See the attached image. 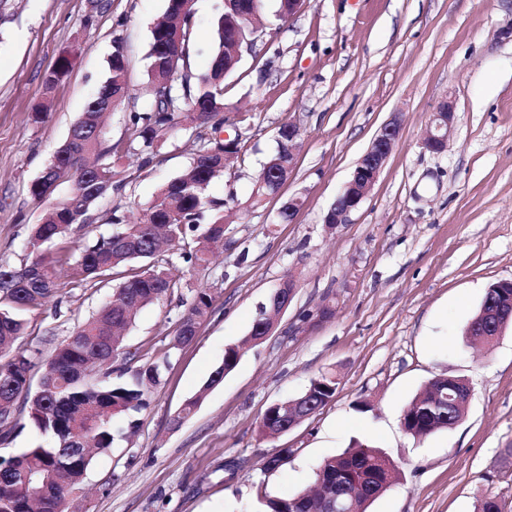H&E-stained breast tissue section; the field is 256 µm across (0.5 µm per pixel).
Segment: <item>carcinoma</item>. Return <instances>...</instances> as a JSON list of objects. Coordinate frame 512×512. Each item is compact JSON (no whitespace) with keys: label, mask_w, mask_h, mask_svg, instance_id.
<instances>
[{"label":"carcinoma","mask_w":512,"mask_h":512,"mask_svg":"<svg viewBox=\"0 0 512 512\" xmlns=\"http://www.w3.org/2000/svg\"><path fill=\"white\" fill-rule=\"evenodd\" d=\"M215 39L209 69L198 76L188 70L195 42L193 4L167 0L162 19L153 27L149 58V99L130 113L127 142L113 144L103 135L105 105L126 95L127 63L122 39L113 40L109 76L88 101L68 138L48 164L49 174L30 185L39 201L53 198L70 183L69 194L51 203L34 226L20 265L0 263V445L14 437L18 405L29 406V417L40 440L8 457L0 456V512H62L78 489L94 455L128 440L140 426L148 396L161 384L171 358L193 340L197 325L212 306L211 292L198 291L178 323L160 361L141 362L139 352L124 343V332L137 313L179 288L174 263L161 257L165 243L177 246L188 268L209 262L213 248L225 242L226 202L208 194L211 182L224 174V140L200 138L190 165L163 185L143 218L82 245H60L73 226L93 225L91 212L106 195L123 188L112 156L135 149L152 151L163 136L180 126L224 123V80L239 63L232 50L235 38H250V26L230 14L214 19ZM72 53L59 55L43 85L52 90L69 71ZM74 261L73 278L97 286L119 281L112 299L97 313L74 325L48 358L39 350L21 349L17 340L28 332L24 313L44 305L60 292L56 267ZM44 374L37 389L26 384L34 370ZM133 372L130 383L113 381L114 372ZM336 392V378L323 373L296 397L298 411L319 410ZM433 397L420 392L403 411L402 424L414 437L448 429L463 415L455 401L435 409ZM288 402L272 404L260 420L262 434L278 431ZM395 479L393 464L373 447L357 443L323 460L315 473V489L287 499L265 501L269 512H332L336 486L353 495L350 512L369 506Z\"/></svg>","instance_id":"carcinoma-1"}]
</instances>
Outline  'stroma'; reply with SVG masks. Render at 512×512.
I'll return each mask as SVG.
<instances>
[{
  "instance_id": "35a3bbf8",
  "label": "stroma",
  "mask_w": 512,
  "mask_h": 512,
  "mask_svg": "<svg viewBox=\"0 0 512 512\" xmlns=\"http://www.w3.org/2000/svg\"><path fill=\"white\" fill-rule=\"evenodd\" d=\"M166 0H15L0 25V263H18L45 210L29 188L68 137L107 72L122 38L128 96L105 123L111 142L127 140L129 114L149 83L151 30ZM194 74L210 65V34L223 0H195ZM244 56L224 82L223 136L240 151L208 192L227 199L233 224L223 252L184 270L180 288L143 308L125 343L162 358L193 295L210 289L213 306L152 390L127 447L97 455L68 512H264L269 498L310 487L317 467L369 440L395 466L394 482L370 512H475L485 497L512 512V327L488 345L465 330L488 287L512 280V0H308ZM92 26H85L87 15ZM80 50L52 91L42 80L59 53ZM455 102L448 149L422 142L444 98ZM50 102L48 119H30ZM399 140L349 223L324 218L356 164L394 113ZM296 124V165L279 195L254 203L256 178L277 149L285 123ZM167 134L149 164L134 156L116 166L125 186L96 208L94 234L110 217L136 218L160 187L191 163L199 136ZM298 197L293 223L279 220ZM61 306L26 312L21 348L50 352L113 288L83 287L69 265L58 268ZM297 291L271 336L248 342L259 308L285 278ZM331 303L332 316L303 323ZM242 356L208 386L227 346ZM336 393L316 414L275 437L261 434L266 408L299 396L323 373ZM471 387L463 419L417 438L401 422L405 407L434 378ZM194 413L173 418L191 398ZM279 448L294 456L265 473Z\"/></svg>"
}]
</instances>
